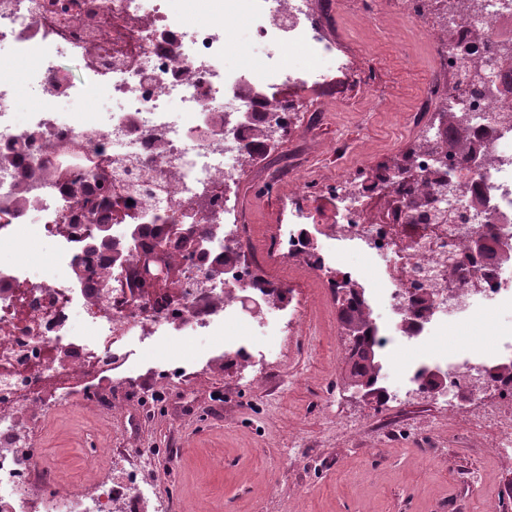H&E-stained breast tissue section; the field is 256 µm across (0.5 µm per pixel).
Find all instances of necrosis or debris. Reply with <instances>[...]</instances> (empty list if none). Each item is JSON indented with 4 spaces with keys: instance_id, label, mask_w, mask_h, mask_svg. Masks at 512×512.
Segmentation results:
<instances>
[{
    "instance_id": "1",
    "label": "necrosis or debris",
    "mask_w": 512,
    "mask_h": 512,
    "mask_svg": "<svg viewBox=\"0 0 512 512\" xmlns=\"http://www.w3.org/2000/svg\"><path fill=\"white\" fill-rule=\"evenodd\" d=\"M271 52L255 55L234 45L239 26ZM440 70L456 75V61L482 65L512 51V0H448L447 27L431 32ZM0 254L19 257L42 241L55 244L47 266L31 273L26 264L0 265V512H137V469L123 479L97 468L102 449H86L93 486L59 485L50 496L37 490L52 481L42 449L23 456L18 438L38 389L63 391L95 370L126 366V345L152 340L155 350H174L178 336L256 330L271 342L296 313L271 318L253 315L244 297L285 293L283 278L254 280L240 264L227 267L224 285L204 286V263L184 262L186 276L200 286L177 296L155 291L140 304L131 288L135 259L143 241L129 244L130 259L111 279L75 284L74 268L85 234L93 231L87 202L113 223L198 224L212 229L211 255L238 249L241 227L225 221L226 195L238 168L259 152L285 141L302 105L300 90L331 81L345 60L310 18L309 0H0ZM87 58L81 80L59 64L64 52ZM299 54L305 68L284 65ZM296 93L281 95L283 85ZM36 93L37 106L25 111L21 87ZM260 90L247 98L243 88ZM121 103V111L62 112L60 102L95 97ZM483 162L472 167L455 153L427 150L412 155L416 176L400 179L378 171L374 185L392 190L400 209L394 223L367 224L361 217L365 188L347 170L325 187L335 204V221L318 223L305 206L293 203L282 215L279 241L288 255L303 258L320 273L334 258L337 242L354 245L376 262L372 277L355 268H337L359 285L377 311L373 326L382 353L406 342L417 352L401 372V394L426 391L428 370L447 378V402H454L470 373L512 362V276L492 253L465 248L464 230L412 220L410 202L435 194L452 180L456 201L473 223L512 245V71L502 70L482 91L464 98ZM253 113L265 126L264 141L236 131L238 113ZM90 156L111 160L107 191L94 192ZM28 184L26 206L16 207L14 187ZM313 236H304V225ZM463 265L448 270L449 252ZM434 304L420 311L417 291ZM497 312V345L489 352L466 350L448 358L431 345L449 319L471 320L478 311Z\"/></svg>"
}]
</instances>
